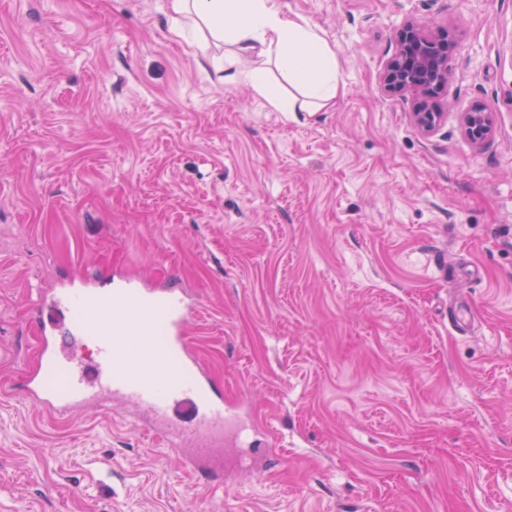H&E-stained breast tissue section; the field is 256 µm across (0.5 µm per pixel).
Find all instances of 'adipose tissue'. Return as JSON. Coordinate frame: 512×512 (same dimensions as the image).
<instances>
[{"mask_svg": "<svg viewBox=\"0 0 512 512\" xmlns=\"http://www.w3.org/2000/svg\"><path fill=\"white\" fill-rule=\"evenodd\" d=\"M171 34L224 52V81H247L278 112H319L341 92L324 31L278 0H169Z\"/></svg>", "mask_w": 512, "mask_h": 512, "instance_id": "adipose-tissue-1", "label": "adipose tissue"}]
</instances>
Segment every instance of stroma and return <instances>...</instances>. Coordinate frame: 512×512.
I'll list each match as a JSON object with an SVG mask.
<instances>
[{"instance_id":"stroma-1","label":"stroma","mask_w":512,"mask_h":512,"mask_svg":"<svg viewBox=\"0 0 512 512\" xmlns=\"http://www.w3.org/2000/svg\"><path fill=\"white\" fill-rule=\"evenodd\" d=\"M280 4L336 48L328 111L221 84L168 0H0V512H512V0ZM408 18L460 43L429 137L378 83ZM103 271L196 299L223 483L129 407L27 400L43 288ZM480 108L482 107L473 106L460 113L462 131L475 144L485 141L493 134L495 128L493 113Z\"/></svg>"}]
</instances>
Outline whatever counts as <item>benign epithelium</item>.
<instances>
[{"instance_id": "7a95c632", "label": "benign epithelium", "mask_w": 512, "mask_h": 512, "mask_svg": "<svg viewBox=\"0 0 512 512\" xmlns=\"http://www.w3.org/2000/svg\"><path fill=\"white\" fill-rule=\"evenodd\" d=\"M395 50L379 74L382 92L411 97V120L423 135H432L440 126L443 113L435 100L444 92L453 75V61L459 44L448 30L409 18L394 30ZM465 136L479 144L495 128L493 113L473 106L461 113Z\"/></svg>"}]
</instances>
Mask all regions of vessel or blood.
<instances>
[{
	"mask_svg": "<svg viewBox=\"0 0 512 512\" xmlns=\"http://www.w3.org/2000/svg\"><path fill=\"white\" fill-rule=\"evenodd\" d=\"M38 368L29 398L66 415L117 400L146 412L154 440L189 467L224 464L226 408L213 397L185 335L196 308L178 284L150 289L131 281L107 288L88 280L51 290L38 303ZM94 340L96 356L77 350Z\"/></svg>",
	"mask_w": 512,
	"mask_h": 512,
	"instance_id": "b4317fda",
	"label": "vessel or blood"
}]
</instances>
